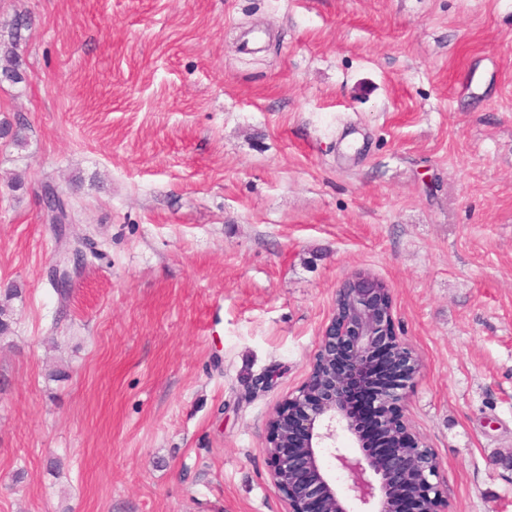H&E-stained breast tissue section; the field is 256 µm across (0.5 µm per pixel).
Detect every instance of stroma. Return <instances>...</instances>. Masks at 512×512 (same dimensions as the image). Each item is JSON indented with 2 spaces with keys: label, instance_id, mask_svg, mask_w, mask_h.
<instances>
[{
  "label": "stroma",
  "instance_id": "35a3bbf8",
  "mask_svg": "<svg viewBox=\"0 0 512 512\" xmlns=\"http://www.w3.org/2000/svg\"><path fill=\"white\" fill-rule=\"evenodd\" d=\"M20 16L0 512H285L268 423L359 271L420 362L447 512H512V0H0Z\"/></svg>",
  "mask_w": 512,
  "mask_h": 512
}]
</instances>
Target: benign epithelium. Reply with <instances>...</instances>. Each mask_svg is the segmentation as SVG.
<instances>
[{
    "label": "benign epithelium",
    "instance_id": "obj_1",
    "mask_svg": "<svg viewBox=\"0 0 512 512\" xmlns=\"http://www.w3.org/2000/svg\"><path fill=\"white\" fill-rule=\"evenodd\" d=\"M341 296L347 308L333 311L322 327L306 380L270 420L266 453L286 512H445L436 458L404 413L419 363L394 329L390 289L358 272L336 289ZM387 366L392 387L381 396L375 425L386 445L374 453L350 397L372 371ZM341 432L354 451L338 443ZM327 452L346 473L343 487L325 466Z\"/></svg>",
    "mask_w": 512,
    "mask_h": 512
}]
</instances>
